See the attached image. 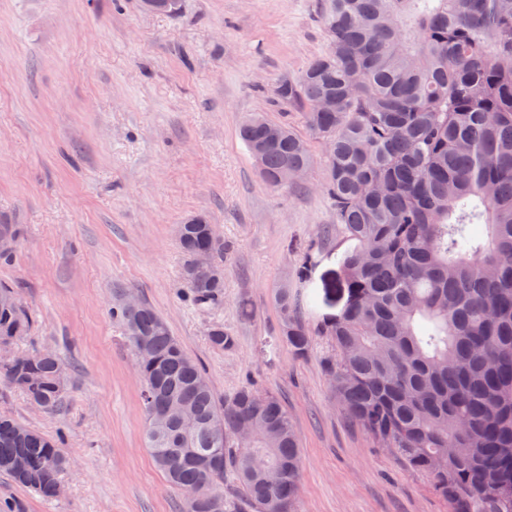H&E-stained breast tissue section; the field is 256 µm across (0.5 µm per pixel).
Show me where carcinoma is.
<instances>
[{"label":"carcinoma","mask_w":512,"mask_h":512,"mask_svg":"<svg viewBox=\"0 0 512 512\" xmlns=\"http://www.w3.org/2000/svg\"><path fill=\"white\" fill-rule=\"evenodd\" d=\"M320 18L328 51L276 99L325 142L336 223L358 244L338 258L344 309L317 330L335 350L334 398L452 512H512V0H320ZM239 136L273 187L298 184L312 162L286 119L247 115ZM177 239L189 297L224 298L190 264L201 248L223 263L224 240L200 222ZM122 293L112 317L151 349L137 364L144 440L168 483L192 512H226L229 475L252 512H298L299 440L279 399L245 386L217 402L163 318ZM277 299L280 332L304 357L301 303L286 288ZM31 325L1 284L0 342ZM208 339L235 344L222 325ZM64 372L49 348L0 363V379L49 414ZM67 467L56 439L0 416V473L51 500Z\"/></svg>","instance_id":"obj_1"}]
</instances>
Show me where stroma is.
Masks as SVG:
<instances>
[{
  "mask_svg": "<svg viewBox=\"0 0 512 512\" xmlns=\"http://www.w3.org/2000/svg\"><path fill=\"white\" fill-rule=\"evenodd\" d=\"M328 43L318 0H182L170 15L141 0H0V216L23 228L0 282L33 320L14 349L51 348L69 370L57 413L0 384V414L64 434L73 461L52 501L0 473L1 504L181 512L143 442L136 356L112 316L123 288L166 320L217 397L250 386L281 400L300 444L299 512H450L333 400V347L316 330L344 307L338 257L356 243L336 224L323 141L308 140L302 184L276 188L238 135L251 113L303 130L275 90ZM198 215L224 240L215 305L190 301L180 277L176 227ZM283 287L309 301L304 358L280 334ZM216 324L233 347H211Z\"/></svg>",
  "mask_w": 512,
  "mask_h": 512,
  "instance_id": "35a3bbf8",
  "label": "stroma"
}]
</instances>
